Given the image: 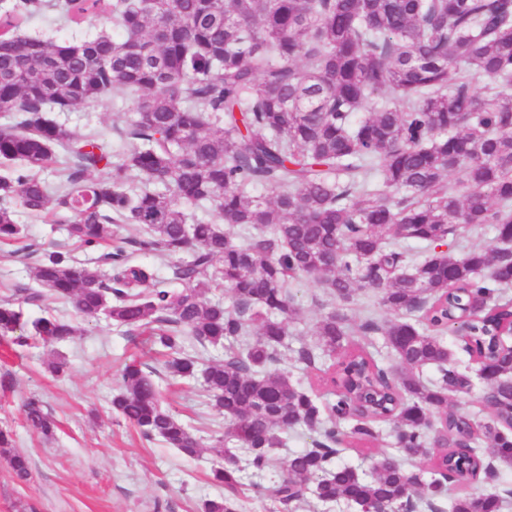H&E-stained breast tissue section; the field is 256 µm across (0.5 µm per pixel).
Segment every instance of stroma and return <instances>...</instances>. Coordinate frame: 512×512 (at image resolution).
Listing matches in <instances>:
<instances>
[{"mask_svg":"<svg viewBox=\"0 0 512 512\" xmlns=\"http://www.w3.org/2000/svg\"><path fill=\"white\" fill-rule=\"evenodd\" d=\"M56 16V10H47L26 26V33L81 40L112 31L104 18L65 27ZM132 109L131 102L106 96L56 118L113 140ZM18 221L25 229L23 244L71 249L64 225L23 209ZM289 292L298 308L289 346L317 345L316 323L323 311L337 309V302L327 300L325 286L310 277L293 282ZM80 326L81 336L53 353L0 339V428L12 432L33 469L31 483L21 485L0 464V512H200L205 499L220 493L209 472L216 460L210 447L224 432L223 418L206 406L200 384L166 376L146 336L126 333L102 317ZM53 356L65 361L63 373L48 370ZM133 362L153 370L164 406L202 438L206 449L199 457L190 459L161 441L143 439L112 412L109 401L122 385L121 371ZM33 394L43 398L57 422L52 438L33 434L25 425L22 404Z\"/></svg>","mask_w":512,"mask_h":512,"instance_id":"obj_1","label":"stroma"}]
</instances>
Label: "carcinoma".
I'll use <instances>...</instances> for the list:
<instances>
[{
    "label": "carcinoma",
    "instance_id": "obj_1",
    "mask_svg": "<svg viewBox=\"0 0 512 512\" xmlns=\"http://www.w3.org/2000/svg\"><path fill=\"white\" fill-rule=\"evenodd\" d=\"M47 7L12 0L0 11V244L22 237L12 201L67 224L85 258L28 252L39 288L25 290L23 303L41 306L47 290L86 319L103 314L147 334L167 352L171 377L202 378L209 407L224 417L210 478L226 492L204 500L202 512H234V496L299 427L320 440L295 453L272 487L284 510L309 493L360 512L376 504L401 512L407 494L430 508L445 491L435 478L443 467L462 463L477 478L458 447L475 419L448 404L466 392L465 373L449 361L444 334L451 318H466L490 362L495 405L508 413L512 346L499 332L512 301L499 299L512 287V93L473 84L512 85V0H64L68 22L108 18L119 36L18 34ZM137 92L118 153L54 117ZM48 169L53 183L36 176ZM100 169L111 177L90 178ZM137 178L153 189L136 190ZM258 187L273 197L254 194ZM187 207L213 208L221 222L189 224ZM115 224L140 233L93 256ZM487 224L497 247L447 249ZM234 227L247 243L236 242ZM133 252L168 262L185 288L167 287ZM107 261L116 264L110 278L100 271ZM300 276L345 305L361 288L377 291L392 319L362 329L385 336L397 379L349 346L351 319L336 310L318 320L317 348L295 350L311 370L333 358L324 378L332 399L318 401L279 368L297 316L288 283ZM80 333L72 320H29L14 300L0 301V335L20 344L58 346ZM187 343L224 357L202 364ZM429 367L438 374L430 384L420 376ZM122 378L112 411L144 438L199 456V440L162 407L151 374L130 363ZM348 396L361 406L349 438L373 442L378 425L390 424L399 452L428 459V470L385 454L369 474L336 462ZM23 414L32 432L54 435L39 397L24 401ZM482 428L470 451L483 457L486 442L512 462V431L494 414ZM0 460L15 481H31L29 457L3 429ZM501 508L478 492L450 503V512Z\"/></svg>",
    "mask_w": 512,
    "mask_h": 512
}]
</instances>
